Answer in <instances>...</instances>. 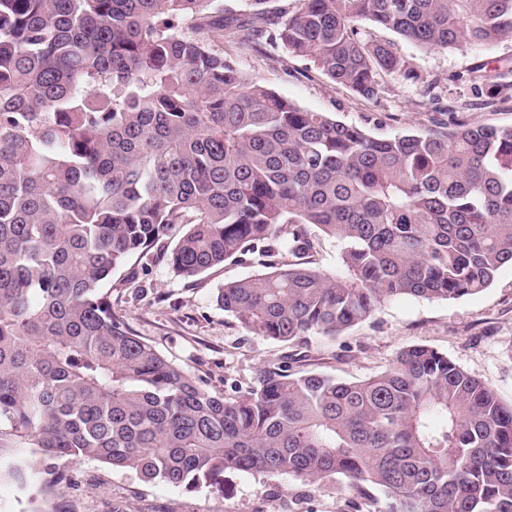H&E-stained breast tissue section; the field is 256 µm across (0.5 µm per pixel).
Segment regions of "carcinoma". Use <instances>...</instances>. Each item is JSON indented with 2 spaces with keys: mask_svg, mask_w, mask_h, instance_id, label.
<instances>
[{
  "mask_svg": "<svg viewBox=\"0 0 512 512\" xmlns=\"http://www.w3.org/2000/svg\"><path fill=\"white\" fill-rule=\"evenodd\" d=\"M250 2L243 21L222 0H0V430L188 491L278 473L378 487L383 512H512V407L447 355L413 345L360 381L281 362L213 393L112 310L105 285L152 250L193 278L286 246L217 303L290 344L512 266V126L378 139L304 109L202 37L257 43L268 0ZM368 25L488 47L512 41V0H303L278 39L371 98L408 65ZM311 226L336 272L307 261ZM311 234L315 239V249L307 260L322 270L335 271L340 250L336 239L325 235L316 227H311Z\"/></svg>",
  "mask_w": 512,
  "mask_h": 512,
  "instance_id": "1",
  "label": "carcinoma"
}]
</instances>
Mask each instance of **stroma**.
Masks as SVG:
<instances>
[{
	"instance_id": "1",
	"label": "stroma",
	"mask_w": 512,
	"mask_h": 512,
	"mask_svg": "<svg viewBox=\"0 0 512 512\" xmlns=\"http://www.w3.org/2000/svg\"><path fill=\"white\" fill-rule=\"evenodd\" d=\"M372 37L389 42L409 75L384 74L376 96L364 98L335 84L312 60L289 55L265 36L243 46L224 39V55L249 81L274 89L299 106L331 113L371 136L426 135L450 120L512 125V95L492 97L483 86L512 70V41L474 49L425 51L392 30ZM286 248L254 253L184 279L161 260L131 258L112 277V308L143 340L211 391L247 390L266 364L288 362L341 380L386 371L397 352L421 344L447 354L512 405V266L485 290L451 300L402 297L382 303L371 317L336 338L310 337L289 345L251 334L217 304L229 281L254 276L287 260ZM22 461L37 472L27 482L0 474V512H382L379 489L353 497L342 479L309 485L287 475L231 474L223 494L189 492L162 481L145 483L95 460L58 458L44 464L39 451L0 436V464ZM65 480L51 482L50 471Z\"/></svg>"
}]
</instances>
